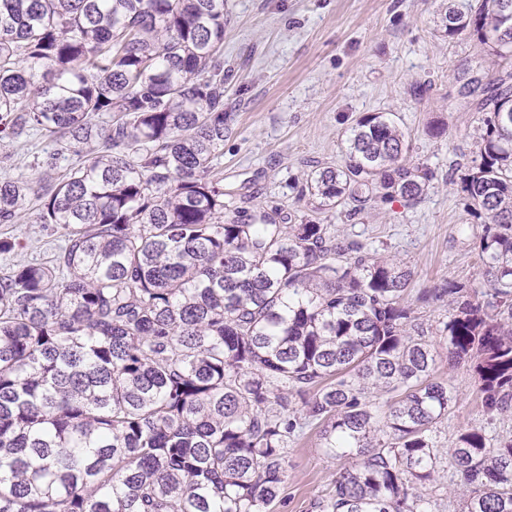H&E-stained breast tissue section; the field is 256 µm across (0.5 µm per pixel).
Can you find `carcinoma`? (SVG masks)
Returning a JSON list of instances; mask_svg holds the SVG:
<instances>
[{
	"mask_svg": "<svg viewBox=\"0 0 512 512\" xmlns=\"http://www.w3.org/2000/svg\"><path fill=\"white\" fill-rule=\"evenodd\" d=\"M499 2H451L438 28L509 60ZM491 102L460 186L488 224V289H441L448 358L474 360L489 409L512 403V72ZM224 119V0H0V139L56 145L33 178L0 179V224L33 201L66 237L0 278V512H268L313 426L352 460L316 512H433L454 395L412 270L329 224L235 215L213 174ZM348 143L307 180L319 206L427 191L389 116ZM448 466L463 512H512V440L467 429Z\"/></svg>",
	"mask_w": 512,
	"mask_h": 512,
	"instance_id": "obj_1",
	"label": "carcinoma"
}]
</instances>
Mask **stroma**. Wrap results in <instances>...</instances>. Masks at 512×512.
<instances>
[{
	"instance_id": "obj_1",
	"label": "stroma",
	"mask_w": 512,
	"mask_h": 512,
	"mask_svg": "<svg viewBox=\"0 0 512 512\" xmlns=\"http://www.w3.org/2000/svg\"><path fill=\"white\" fill-rule=\"evenodd\" d=\"M444 0H225L224 146L213 164L233 206L276 210L293 222L333 225L337 235L362 242L375 256L400 261L413 279L406 299L437 351L436 380L455 395L433 443L453 447L464 430L485 428L494 440H512V407L487 412L467 363L453 364L442 338L449 302L438 294L448 281L487 286L479 260L486 226L466 206L460 178L479 145L487 116L483 95L512 63L497 60L476 37H443L436 21ZM393 114L411 139L408 162L433 178L418 201L375 202L357 213L327 210L298 189L307 175L347 161V136L361 116ZM443 133H434V124ZM55 149L44 136L0 141V177L32 178ZM0 277L18 262L45 263L64 244L63 231L27 212L0 224ZM342 459L308 431L288 450V467L272 512H313L327 495Z\"/></svg>"
}]
</instances>
